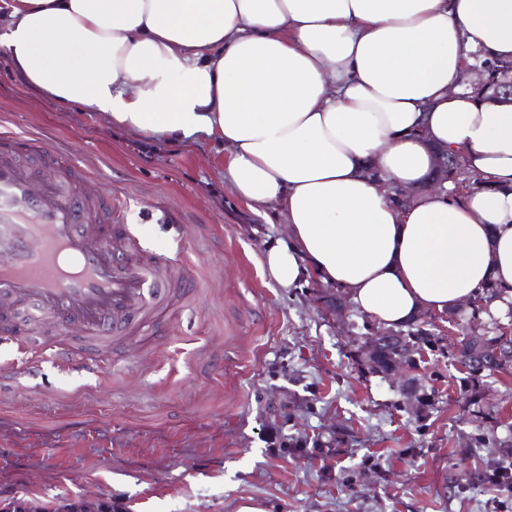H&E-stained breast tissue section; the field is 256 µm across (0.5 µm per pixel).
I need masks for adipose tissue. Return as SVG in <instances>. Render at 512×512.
I'll use <instances>...</instances> for the list:
<instances>
[{
  "label": "adipose tissue",
  "mask_w": 512,
  "mask_h": 512,
  "mask_svg": "<svg viewBox=\"0 0 512 512\" xmlns=\"http://www.w3.org/2000/svg\"><path fill=\"white\" fill-rule=\"evenodd\" d=\"M0 19L61 105L222 144L236 197L288 229L264 258L281 287L316 275L395 328L492 280L491 315L512 313V104L465 88L475 57L512 60V0H0ZM439 147L478 188L427 189Z\"/></svg>",
  "instance_id": "adipose-tissue-1"
}]
</instances>
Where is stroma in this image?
<instances>
[{"label":"stroma","mask_w":512,"mask_h":512,"mask_svg":"<svg viewBox=\"0 0 512 512\" xmlns=\"http://www.w3.org/2000/svg\"><path fill=\"white\" fill-rule=\"evenodd\" d=\"M0 123L93 173L83 192L111 190L145 255L190 270L168 284L163 329L114 345L102 373L31 368L0 341V512L110 498L124 512H512L484 481L512 442V369L466 383L447 322L398 375L376 373L346 291L263 271L286 228L234 195L220 144L61 106L1 53Z\"/></svg>","instance_id":"35a3bbf8"}]
</instances>
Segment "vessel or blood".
I'll return each mask as SVG.
<instances>
[{
    "mask_svg": "<svg viewBox=\"0 0 512 512\" xmlns=\"http://www.w3.org/2000/svg\"><path fill=\"white\" fill-rule=\"evenodd\" d=\"M29 139L0 131V338L16 341L15 317L51 319L55 340L41 356L95 370L112 343L155 326L164 312L169 265L144 258L132 235L114 225L111 194L90 198L67 175L28 167ZM83 333L82 348L69 338Z\"/></svg>",
    "mask_w": 512,
    "mask_h": 512,
    "instance_id": "b4317fda",
    "label": "vessel or blood"
}]
</instances>
